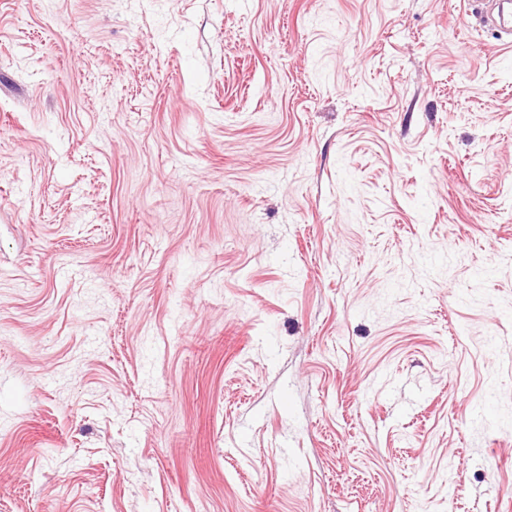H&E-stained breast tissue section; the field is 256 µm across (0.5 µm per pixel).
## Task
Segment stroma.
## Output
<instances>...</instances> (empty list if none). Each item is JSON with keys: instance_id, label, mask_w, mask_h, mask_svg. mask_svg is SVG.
Masks as SVG:
<instances>
[{"instance_id": "stroma-1", "label": "stroma", "mask_w": 512, "mask_h": 512, "mask_svg": "<svg viewBox=\"0 0 512 512\" xmlns=\"http://www.w3.org/2000/svg\"><path fill=\"white\" fill-rule=\"evenodd\" d=\"M467 10L0 0V512H512Z\"/></svg>"}]
</instances>
